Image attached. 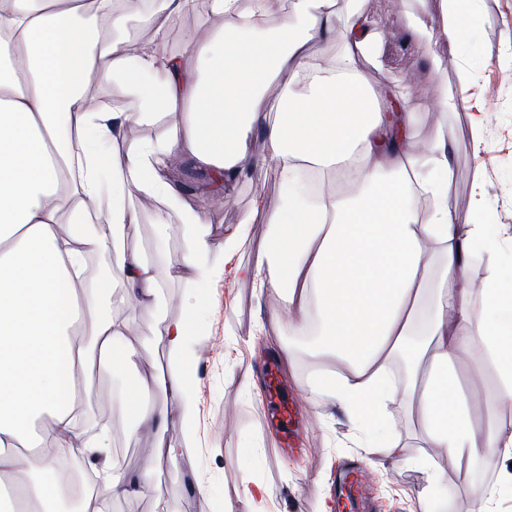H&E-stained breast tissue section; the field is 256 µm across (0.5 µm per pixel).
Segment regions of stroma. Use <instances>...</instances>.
Returning a JSON list of instances; mask_svg holds the SVG:
<instances>
[{
  "mask_svg": "<svg viewBox=\"0 0 512 512\" xmlns=\"http://www.w3.org/2000/svg\"><path fill=\"white\" fill-rule=\"evenodd\" d=\"M365 16L379 39L374 59H358L364 82L391 106L394 93L412 114L415 144H430L437 127L446 131L445 151L450 170L448 205L457 223L491 219L512 225V64L502 62L512 50V0H476L464 30L442 39L441 0H336V30L344 32L350 12ZM472 73L465 102L456 108L439 106L441 92L457 96L459 75ZM482 128V148L473 145L472 132ZM166 178L183 191L189 209L205 213L207 239L219 261L217 275L188 284L181 269L185 262L184 228L167 214L162 200L131 194L126 206L132 217L122 240L142 258L158 263L165 288L153 316H142L119 300L107 299L113 317L125 321L124 344L141 356L135 367L95 381L96 391L85 399V413L95 418L99 394L112 398V445L122 449L114 464L117 474L150 470L152 491L115 501L112 512H224L237 501L246 484L260 482L273 492L268 512H338L339 474L361 470L366 484L357 490L358 503L367 512H420L417 494L427 477L415 463L422 453L417 439L419 422L409 396L389 403L388 418L395 431L375 429L362 435L328 397L311 400L307 385L328 370V361L305 366L306 347L288 335H273L271 311L281 300L261 289L258 279L244 276L258 252L270 245L268 225L257 213L279 208L283 189L273 165L247 162L246 173L228 192L229 208L212 205L206 174L181 155H172ZM248 224L249 239L236 251H225L228 234ZM194 307L188 345L186 377L197 403L195 434L187 438L179 422L132 437L131 408L138 399L160 405L167 401L165 386L173 364L163 336L167 322L183 317ZM292 351L293 369H281L289 395L299 397V447L279 452L281 433L264 406L265 380L258 371L279 346ZM257 373L256 389L243 385L246 372ZM182 452L169 456L173 442ZM396 444L399 453L384 455L382 446ZM435 460L444 483L436 494L435 512H480L470 498L472 484L494 482L498 471L512 468L501 461L486 472L459 468L444 454Z\"/></svg>",
  "mask_w": 512,
  "mask_h": 512,
  "instance_id": "1",
  "label": "stroma"
}]
</instances>
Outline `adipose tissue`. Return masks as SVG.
Returning <instances> with one entry per match:
<instances>
[{
    "mask_svg": "<svg viewBox=\"0 0 512 512\" xmlns=\"http://www.w3.org/2000/svg\"><path fill=\"white\" fill-rule=\"evenodd\" d=\"M0 0V469L8 470L26 512H60L70 484L49 447H78L99 484L79 512H109L112 501L149 488L150 472L117 476L108 457L111 429L76 442L97 370L133 364L123 348L126 324L105 312L99 293L84 288L85 259L110 253L114 287L127 305L151 314L163 284L157 267L115 242L128 222L131 193L162 199L185 226L194 280L212 276L206 214L184 207L164 177L166 157L178 150L222 184L244 171L254 130H262L260 162H273L283 187L280 209L266 213L271 244L250 276L284 302L275 330L304 336L334 368L312 386L337 401L355 426H387L385 405L399 391L413 399L420 440L418 464L428 486L421 512L442 475L430 454L441 448L467 468L512 459V430L482 427L463 393V378L492 375L498 388L490 414L512 411V235L486 224L455 223L448 206L444 130L432 148L414 145L411 115L390 113L365 85L356 62L375 53L366 19L353 15L341 41L333 39L336 0H210L219 28L189 33L196 61L125 38L128 20L144 14L156 36L194 0ZM280 23L267 30L265 19ZM323 52L309 58L307 43ZM284 89L264 98L269 81ZM118 81L125 103L108 110L94 86ZM280 112L270 120V112ZM166 119V141L138 143L125 154L111 145L130 129ZM355 167L358 191L319 195L308 203L293 180L311 166L334 172ZM111 204L97 230L83 234L102 194ZM428 196L433 207L420 213ZM502 253L506 272L482 288L469 285L475 251ZM435 252L442 275L426 263ZM483 316H475L474 304ZM408 357V378L390 374ZM159 407L140 406L134 434L174 419L192 426L196 404L181 371L169 380ZM51 425L37 429L42 416ZM27 452L14 454L16 445Z\"/></svg>",
    "mask_w": 512,
    "mask_h": 512,
    "instance_id": "ef3b65f1",
    "label": "adipose tissue"
}]
</instances>
